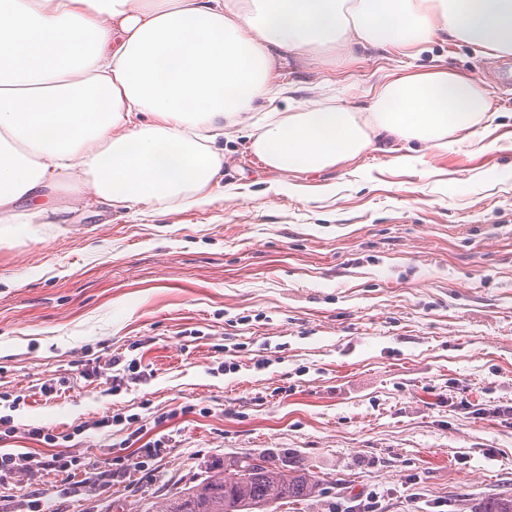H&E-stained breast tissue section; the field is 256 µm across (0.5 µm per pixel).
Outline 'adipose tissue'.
Returning a JSON list of instances; mask_svg holds the SVG:
<instances>
[{
    "label": "adipose tissue",
    "instance_id": "ef3b65f1",
    "mask_svg": "<svg viewBox=\"0 0 512 512\" xmlns=\"http://www.w3.org/2000/svg\"><path fill=\"white\" fill-rule=\"evenodd\" d=\"M439 32L512 54V0H0V224L46 223L61 182L115 207L207 204L232 131L280 173L491 135L486 87L445 68L391 76L365 108L278 106L281 60L318 38L413 58Z\"/></svg>",
    "mask_w": 512,
    "mask_h": 512
}]
</instances>
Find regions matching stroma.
<instances>
[{"label":"stroma","instance_id":"obj_1","mask_svg":"<svg viewBox=\"0 0 512 512\" xmlns=\"http://www.w3.org/2000/svg\"><path fill=\"white\" fill-rule=\"evenodd\" d=\"M490 61L436 36L413 62L485 83L489 151L397 142L274 173L240 132L223 141V193L200 207L54 192L60 223L0 244V416L57 440L20 434L0 449L124 467L91 495L61 497L62 474L45 471L0 495L16 512L31 493L52 512H159L245 454L323 481L320 497L277 512H362L370 499L376 512H474L511 494L512 86L485 77ZM408 63L325 46L276 81L362 108ZM113 413L131 424L93 429Z\"/></svg>","mask_w":512,"mask_h":512}]
</instances>
